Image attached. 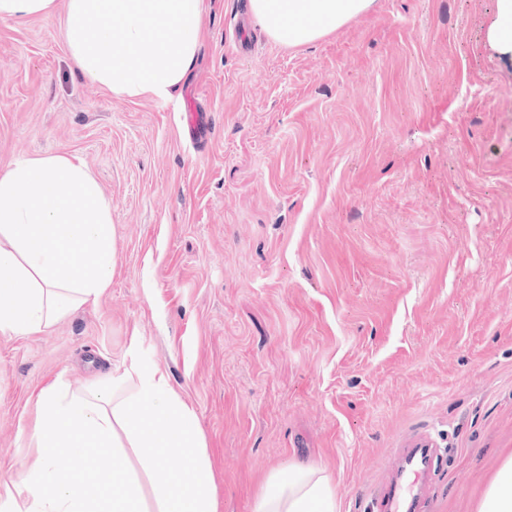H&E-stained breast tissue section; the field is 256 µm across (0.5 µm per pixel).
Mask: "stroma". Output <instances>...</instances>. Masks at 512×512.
Wrapping results in <instances>:
<instances>
[{"label": "stroma", "instance_id": "obj_1", "mask_svg": "<svg viewBox=\"0 0 512 512\" xmlns=\"http://www.w3.org/2000/svg\"><path fill=\"white\" fill-rule=\"evenodd\" d=\"M168 100L86 78L61 18L0 19V173L80 157L112 201L119 264L102 302L47 332L0 331V492L37 451L33 405L79 391L130 343L195 406L219 512H254L296 456L370 512L393 449L445 455L425 512H472L512 451V57L494 0H376L298 48L247 0H204ZM198 92L199 145L178 108ZM487 39L497 53L512 56V0H495L494 19Z\"/></svg>", "mask_w": 512, "mask_h": 512}]
</instances>
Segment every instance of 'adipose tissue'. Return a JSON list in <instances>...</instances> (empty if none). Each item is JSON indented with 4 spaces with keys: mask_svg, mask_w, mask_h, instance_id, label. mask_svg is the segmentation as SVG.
Segmentation results:
<instances>
[{
    "mask_svg": "<svg viewBox=\"0 0 512 512\" xmlns=\"http://www.w3.org/2000/svg\"><path fill=\"white\" fill-rule=\"evenodd\" d=\"M375 0H249L276 45L336 33ZM57 0H0V19L53 16ZM63 35L80 71L110 95L172 97L191 70L204 0H66ZM118 265L112 206L67 154L28 158L0 173V331L31 336L97 304ZM37 460L0 493V512H219L195 406L166 368L130 345L107 378L81 392L56 380L36 403ZM180 469H171L169 459ZM56 482L53 497L41 490ZM255 512H340L325 463L292 458L266 475ZM474 512H512V453Z\"/></svg>",
    "mask_w": 512,
    "mask_h": 512,
    "instance_id": "obj_1",
    "label": "adipose tissue"
}]
</instances>
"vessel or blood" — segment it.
<instances>
[{
  "label": "vessel or blood",
  "mask_w": 512,
  "mask_h": 512,
  "mask_svg": "<svg viewBox=\"0 0 512 512\" xmlns=\"http://www.w3.org/2000/svg\"><path fill=\"white\" fill-rule=\"evenodd\" d=\"M182 121L190 139L205 136L206 122L203 114L197 112L195 102H188ZM441 461L439 449L427 440L411 448L395 449L391 474L382 484L377 499L379 512H416L420 494Z\"/></svg>",
  "instance_id": "b4317fda"
}]
</instances>
